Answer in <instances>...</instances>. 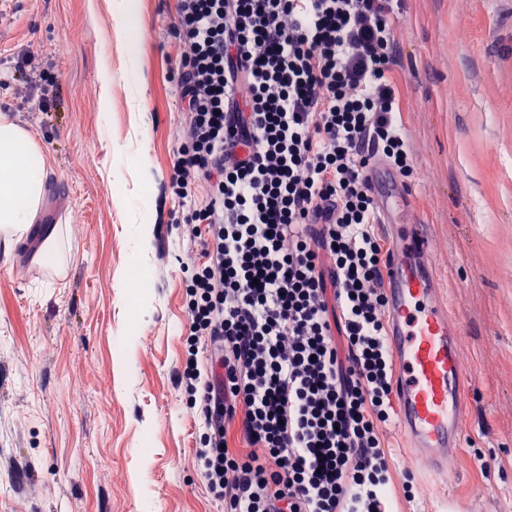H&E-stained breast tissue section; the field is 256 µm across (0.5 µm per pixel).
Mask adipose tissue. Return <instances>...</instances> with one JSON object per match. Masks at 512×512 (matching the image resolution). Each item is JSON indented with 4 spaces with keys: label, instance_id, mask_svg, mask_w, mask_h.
I'll return each mask as SVG.
<instances>
[{
    "label": "adipose tissue",
    "instance_id": "ef3b65f1",
    "mask_svg": "<svg viewBox=\"0 0 512 512\" xmlns=\"http://www.w3.org/2000/svg\"><path fill=\"white\" fill-rule=\"evenodd\" d=\"M51 169L30 131L0 115V240L18 243L35 224Z\"/></svg>",
    "mask_w": 512,
    "mask_h": 512
}]
</instances>
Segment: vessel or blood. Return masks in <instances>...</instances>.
I'll return each instance as SVG.
<instances>
[{"label": "vessel or blood", "mask_w": 512, "mask_h": 512, "mask_svg": "<svg viewBox=\"0 0 512 512\" xmlns=\"http://www.w3.org/2000/svg\"><path fill=\"white\" fill-rule=\"evenodd\" d=\"M375 193L385 215L407 190L384 175ZM391 239L392 260L384 283L400 423L413 449L437 472L447 467L464 436L460 327L441 297L422 225H392Z\"/></svg>", "instance_id": "vessel-or-blood-1"}]
</instances>
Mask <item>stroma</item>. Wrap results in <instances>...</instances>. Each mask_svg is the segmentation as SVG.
Instances as JSON below:
<instances>
[{
    "label": "stroma",
    "instance_id": "1",
    "mask_svg": "<svg viewBox=\"0 0 512 512\" xmlns=\"http://www.w3.org/2000/svg\"><path fill=\"white\" fill-rule=\"evenodd\" d=\"M0 0V114L52 159L42 233L0 250V512H224L194 461L203 430L177 384L186 353L184 237L170 176L183 114L177 0ZM393 72L410 164L396 224H423L461 326L465 437L453 481L383 431L393 512H512V0H402ZM112 46V85L100 79ZM36 77L16 68L27 46ZM108 121H101L102 94ZM47 104H40V95ZM150 206L151 235L134 226ZM420 492L408 498L403 473Z\"/></svg>",
    "mask_w": 512,
    "mask_h": 512
}]
</instances>
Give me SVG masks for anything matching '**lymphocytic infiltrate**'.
<instances>
[{"instance_id":"1","label":"lymphocytic infiltrate","mask_w":512,"mask_h":512,"mask_svg":"<svg viewBox=\"0 0 512 512\" xmlns=\"http://www.w3.org/2000/svg\"><path fill=\"white\" fill-rule=\"evenodd\" d=\"M400 8L179 0L170 184L203 246L184 263L183 376L224 512H387L389 253L367 170L409 168Z\"/></svg>"}]
</instances>
